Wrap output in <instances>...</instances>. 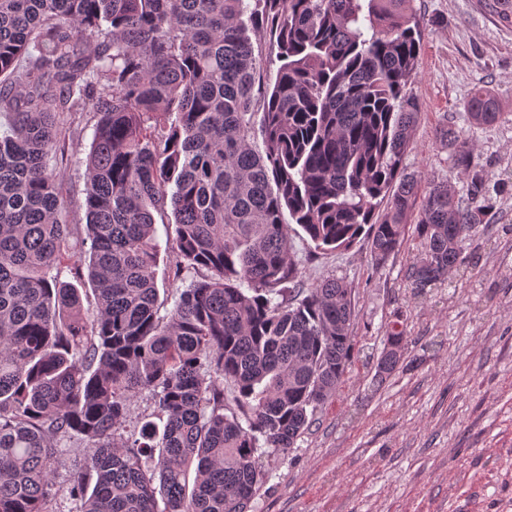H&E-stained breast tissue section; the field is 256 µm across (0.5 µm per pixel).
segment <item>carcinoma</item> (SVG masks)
<instances>
[{
  "instance_id": "carcinoma-1",
  "label": "carcinoma",
  "mask_w": 512,
  "mask_h": 512,
  "mask_svg": "<svg viewBox=\"0 0 512 512\" xmlns=\"http://www.w3.org/2000/svg\"><path fill=\"white\" fill-rule=\"evenodd\" d=\"M405 3L0 0V512H54L63 467L75 512H249L268 479L260 458L308 432L353 349L352 289L303 287L283 212L311 252L363 236L378 267L414 224L420 287L462 265L512 178L491 179L448 127L465 193L404 172L425 31ZM491 7L512 26V0ZM246 13L277 46L272 85ZM467 110L500 117L484 87ZM87 115L80 226L48 161ZM169 211L174 279L207 275L167 309L155 216ZM75 240L90 247L62 281L50 271ZM404 346L386 336L378 376ZM140 395L159 422L125 436ZM68 443L82 456L69 467Z\"/></svg>"
}]
</instances>
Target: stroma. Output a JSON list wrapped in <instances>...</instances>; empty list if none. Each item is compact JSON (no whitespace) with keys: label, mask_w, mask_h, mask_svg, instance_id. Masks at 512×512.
Here are the masks:
<instances>
[{"label":"stroma","mask_w":512,"mask_h":512,"mask_svg":"<svg viewBox=\"0 0 512 512\" xmlns=\"http://www.w3.org/2000/svg\"><path fill=\"white\" fill-rule=\"evenodd\" d=\"M426 24L412 92L421 105L407 172L464 183L438 130L462 132L489 175H512V27L487 0H407ZM497 99L501 117L472 123L474 87ZM91 128L75 133L66 180L68 223L86 221L83 160ZM305 285L329 276L352 289L353 359L336 398L316 414L288 455L261 458L268 474L251 512H512V196L463 243L465 264L420 289L408 277L415 238L373 267L366 240L309 257L290 231ZM406 349L398 369L376 376L391 329Z\"/></svg>","instance_id":"stroma-1"}]
</instances>
